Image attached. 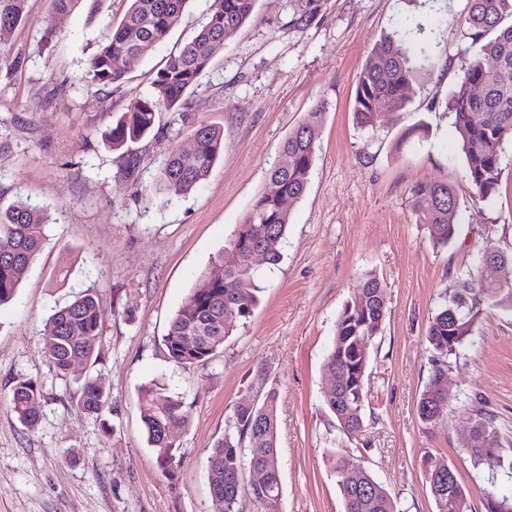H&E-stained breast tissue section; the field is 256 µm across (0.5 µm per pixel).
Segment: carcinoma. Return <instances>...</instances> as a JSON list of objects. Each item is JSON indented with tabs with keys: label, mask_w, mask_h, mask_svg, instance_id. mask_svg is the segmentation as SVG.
<instances>
[{
	"label": "carcinoma",
	"mask_w": 512,
	"mask_h": 512,
	"mask_svg": "<svg viewBox=\"0 0 512 512\" xmlns=\"http://www.w3.org/2000/svg\"><path fill=\"white\" fill-rule=\"evenodd\" d=\"M121 22L97 45L88 70L89 81L99 90L122 83L155 44L169 33L189 0H129ZM257 0H212L206 23L157 72L150 92L134 98L112 121L108 142L118 153L124 170L135 169V159L125 147L149 135L160 112L183 114L190 108L188 93L224 49V40L252 16ZM26 0H0V62L6 59L13 29L26 20ZM464 24L469 38L479 44L477 55L464 63L457 89L448 101L466 159V178L474 199L485 201L496 192L502 172L505 135L512 133V0H466ZM430 58L412 54L406 43L387 34L375 43L356 85L354 118L362 128H372L383 112L404 109L419 90L421 73ZM324 105L307 113L289 133L282 152L288 165L271 167L262 192L242 223L236 225L229 244L238 254L233 267L218 265L203 275L183 306L171 318L164 346L177 365L211 359L223 349L227 337L246 323L257 304L258 268L251 261L255 249L272 269L284 259L283 244L290 224L287 203L300 199L308 186L316 157ZM224 152V132L219 126L197 128L186 145L170 146L157 181V190L183 196L206 179ZM414 206L430 240L445 246L455 234L458 196L446 182L413 187ZM44 208L22 199L0 208V306L15 295L29 265L46 237ZM490 270L477 260L466 278L441 293L439 306L424 336L430 368L417 402L419 420L428 425L441 401L439 384L448 376V358L472 335L480 307L486 303L482 287ZM385 286L373 273L362 277L361 288L346 302L336 320V336L325 367L341 370L344 383L323 392V406L336 420V429L349 438L364 431L370 348L382 333L387 317ZM102 306L92 288L84 290L46 319L42 343L56 371L68 375L70 359L81 356L90 364L99 360L96 343ZM259 400L247 404L239 398L218 440L206 458L214 512H240L241 497L250 498L257 512H278L283 494L277 465L279 456L276 389L268 384V371L257 368L247 387ZM41 392L30 379H18L12 388L11 408L27 427L40 418ZM108 397L95 379L80 386L78 407L99 416ZM141 414L147 442L157 463L168 468L176 458L177 439L189 423L183 397L163 383L153 381L141 391ZM473 442L465 448L473 465L490 451L500 452L493 418L478 414ZM343 512H399L397 499L364 467H355L337 454L330 455ZM269 470L260 485H251L252 469ZM485 512H512V495L485 492Z\"/></svg>",
	"instance_id": "cac0c4a2"
}]
</instances>
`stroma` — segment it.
<instances>
[{"mask_svg":"<svg viewBox=\"0 0 512 512\" xmlns=\"http://www.w3.org/2000/svg\"><path fill=\"white\" fill-rule=\"evenodd\" d=\"M210 4L191 0L102 101L87 83L89 61L128 0H79L66 14L55 0H27L28 18L10 36L0 65V207L20 198L43 206L48 226L0 307V512H213L206 455L261 364L279 393V512H343L332 450L365 467L403 512H436L423 461L443 459L472 512H485L487 488L512 492V304L498 302L496 286L485 290L494 305L450 360L439 422L422 424L416 413L429 370L425 330L442 290L484 251L512 252V148L496 193L474 200L447 109L462 60L478 51L460 23L465 0H317L301 28L291 19L306 0H257L200 77L186 116L161 113L158 137L133 144L138 167L127 176L107 142L112 117L149 90ZM394 32L430 56L423 89L363 130L353 120L356 81L376 41ZM320 103L316 160L306 193L289 205L283 262L262 272L256 309L220 353L174 364L163 344L171 318L206 271L231 261L228 239L289 132ZM213 124L224 130V152L206 180L184 197L157 191L166 147ZM433 181L453 184L459 199L445 247L429 240L411 196ZM368 272L386 286L387 317L371 350L366 430L350 439L327 426L325 359ZM90 287L102 302L100 359L64 378L43 350V324ZM88 375L109 395L99 419L76 406L75 380ZM22 377L42 393L33 428L10 409ZM154 380L183 396L190 416L169 472L141 418L139 390ZM480 412L493 417L503 448L476 466L461 445Z\"/></svg>","mask_w":512,"mask_h":512,"instance_id":"stroma-1","label":"stroma"}]
</instances>
